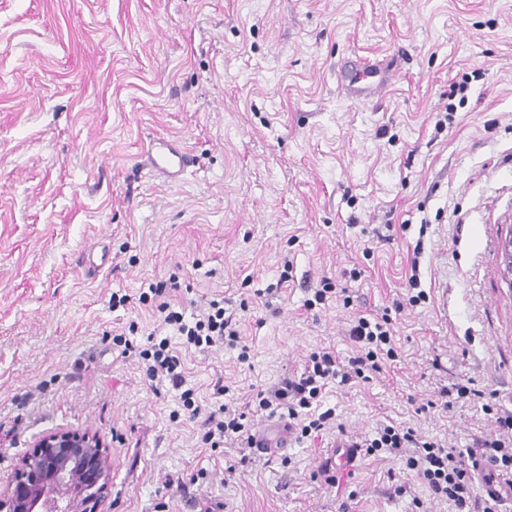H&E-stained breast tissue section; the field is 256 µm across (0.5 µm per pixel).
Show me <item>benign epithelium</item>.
I'll use <instances>...</instances> for the list:
<instances>
[{
    "instance_id": "1",
    "label": "benign epithelium",
    "mask_w": 512,
    "mask_h": 512,
    "mask_svg": "<svg viewBox=\"0 0 512 512\" xmlns=\"http://www.w3.org/2000/svg\"><path fill=\"white\" fill-rule=\"evenodd\" d=\"M96 452H101V444L95 436L58 431L43 437L0 486V512H98L104 477L76 465ZM71 481L78 484L80 497L62 507L51 491Z\"/></svg>"
}]
</instances>
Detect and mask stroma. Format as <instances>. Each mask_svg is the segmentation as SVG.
I'll list each match as a JSON object with an SVG mask.
<instances>
[{
	"mask_svg": "<svg viewBox=\"0 0 512 512\" xmlns=\"http://www.w3.org/2000/svg\"><path fill=\"white\" fill-rule=\"evenodd\" d=\"M351 53L400 70L384 93L345 99L336 69ZM466 73L455 125L435 131ZM156 134L196 155L182 184L143 168ZM389 223L393 242L378 241ZM511 240L512 0H0L1 478L37 439L77 431L101 441V512H448L401 459L361 456L327 481L334 432L267 461L205 447L178 391L112 333L147 348L151 281L175 278L187 315L200 296L229 299L249 364L171 339L206 406L216 380L244 393L317 346L351 355L350 320L404 291L419 243L429 299L396 320L398 368L330 386L320 407L349 436L390 420L468 448L495 430L480 405L418 416L408 399L469 379L512 412ZM103 247L111 264L84 273ZM324 277L350 306L306 311Z\"/></svg>",
	"mask_w": 512,
	"mask_h": 512,
	"instance_id": "obj_1",
	"label": "stroma"
}]
</instances>
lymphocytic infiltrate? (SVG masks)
<instances>
[{
    "mask_svg": "<svg viewBox=\"0 0 512 512\" xmlns=\"http://www.w3.org/2000/svg\"><path fill=\"white\" fill-rule=\"evenodd\" d=\"M408 287L405 299L394 300L392 312L376 317L355 316L348 333L357 347L354 356L342 359L331 348H318L309 354L301 373L284 376L242 398L232 396L229 386L216 383L221 400L205 409L196 403L193 389L186 386L171 338L180 336L185 345L207 353L225 346L237 350L240 362L249 361L250 347L241 334L240 323L223 300L203 301L187 317L172 307V282L149 283L139 301L155 307L162 319L148 335L149 348L138 354L148 379L168 382L179 391L189 418L199 420L202 442L207 447H250L253 419L258 415L287 419L289 430L299 438H308L337 427L334 410L316 409L323 390L333 383L343 386L371 382L388 363L397 361L392 316L426 299L417 276H410ZM495 424V436L477 439L473 447L465 449L444 438L426 437L414 427L392 424L378 428L375 435L344 440L343 445L364 450L369 456L383 453L405 459L408 469L416 471L434 497L447 503L448 512H496L493 506H480L467 464L468 459L482 455L501 470L512 471V413L498 414Z\"/></svg>",
    "mask_w": 512,
    "mask_h": 512,
    "instance_id": "1",
    "label": "lymphocytic infiltrate"
}]
</instances>
